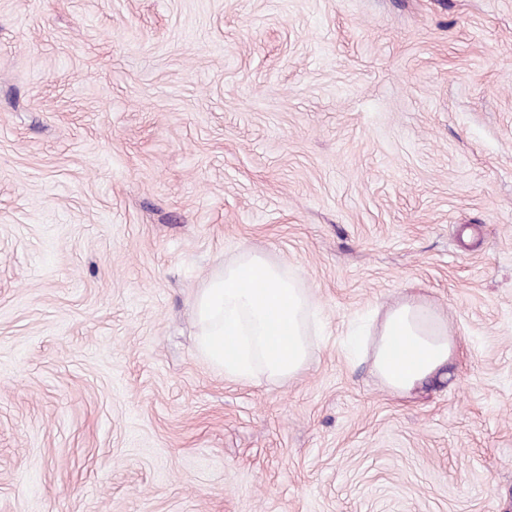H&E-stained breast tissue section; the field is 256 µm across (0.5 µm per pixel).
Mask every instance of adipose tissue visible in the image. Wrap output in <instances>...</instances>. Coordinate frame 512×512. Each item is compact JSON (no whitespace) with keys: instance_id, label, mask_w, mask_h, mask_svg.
<instances>
[{"instance_id":"obj_1","label":"adipose tissue","mask_w":512,"mask_h":512,"mask_svg":"<svg viewBox=\"0 0 512 512\" xmlns=\"http://www.w3.org/2000/svg\"><path fill=\"white\" fill-rule=\"evenodd\" d=\"M454 349L444 319L408 297L384 311L372 339V368L389 392L408 396L445 371Z\"/></svg>"}]
</instances>
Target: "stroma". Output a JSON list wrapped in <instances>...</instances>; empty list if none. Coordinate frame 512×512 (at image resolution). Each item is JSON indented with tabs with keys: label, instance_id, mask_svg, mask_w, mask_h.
<instances>
[{
	"label": "stroma",
	"instance_id": "35a3bbf8",
	"mask_svg": "<svg viewBox=\"0 0 512 512\" xmlns=\"http://www.w3.org/2000/svg\"><path fill=\"white\" fill-rule=\"evenodd\" d=\"M247 250L295 379L198 353ZM408 295L400 397L346 341ZM0 512H512V0H0ZM372 336L373 371L399 396H410L442 374L455 349L444 319L415 297L388 307Z\"/></svg>",
	"mask_w": 512,
	"mask_h": 512
}]
</instances>
